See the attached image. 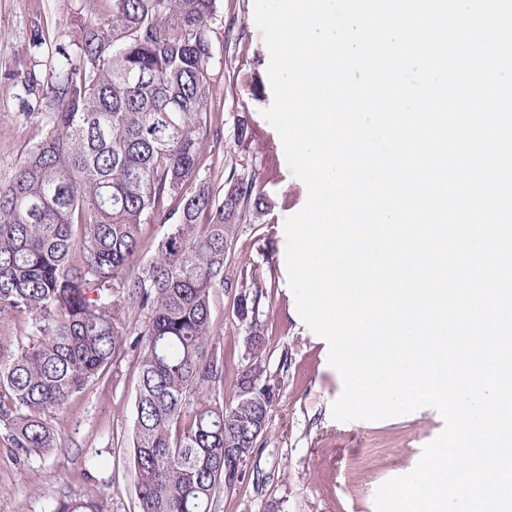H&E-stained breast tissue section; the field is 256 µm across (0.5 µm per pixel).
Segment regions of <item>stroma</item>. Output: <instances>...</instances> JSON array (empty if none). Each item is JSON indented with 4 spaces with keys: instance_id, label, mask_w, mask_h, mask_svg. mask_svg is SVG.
Returning <instances> with one entry per match:
<instances>
[{
    "instance_id": "35a3bbf8",
    "label": "stroma",
    "mask_w": 512,
    "mask_h": 512,
    "mask_svg": "<svg viewBox=\"0 0 512 512\" xmlns=\"http://www.w3.org/2000/svg\"><path fill=\"white\" fill-rule=\"evenodd\" d=\"M111 12V0H0V185L43 137L46 94L62 67L58 46L78 62L81 29ZM204 27L212 44L209 118L219 136L205 143L199 174L220 185L229 170L253 174L270 197L268 209L240 221L225 274L252 269L266 285L258 314L262 360L278 391L245 480L225 487L215 512H375L377 488L411 472L444 421L430 407L379 421L333 418L342 379L329 364L327 342L300 317L288 283L284 224L308 192L263 116L273 101L270 55L253 0H218ZM242 118L251 128L244 143L236 136ZM210 307L224 362L219 398L229 406L248 364L246 333L231 293L215 290ZM138 380V354L126 351L103 378L50 414L60 444L44 459L19 464L0 438V512H52L59 500L88 496L100 499L105 512H138L129 448Z\"/></svg>"
}]
</instances>
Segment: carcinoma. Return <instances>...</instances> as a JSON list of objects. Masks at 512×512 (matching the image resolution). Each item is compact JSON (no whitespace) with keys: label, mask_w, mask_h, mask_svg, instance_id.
Segmentation results:
<instances>
[{"label":"carcinoma","mask_w":512,"mask_h":512,"mask_svg":"<svg viewBox=\"0 0 512 512\" xmlns=\"http://www.w3.org/2000/svg\"><path fill=\"white\" fill-rule=\"evenodd\" d=\"M217 0H112L65 63L41 142L0 187V313L34 318L20 352L0 355V433L22 464L47 456V421L90 381L139 351L132 443L138 512H214L241 478L224 449L253 453L276 388L257 320L264 282L224 276L237 225L269 205L257 180L230 170L221 193L196 180L212 131L211 43ZM178 222L150 261L137 260L148 214ZM236 290L249 365L226 407L213 395L224 364L212 347L210 296ZM53 512H103L92 497Z\"/></svg>","instance_id":"cac0c4a2"}]
</instances>
